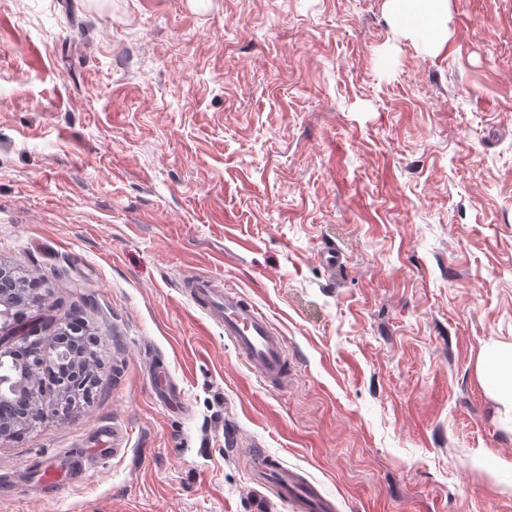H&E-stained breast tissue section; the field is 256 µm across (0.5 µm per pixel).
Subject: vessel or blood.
Returning <instances> with one entry per match:
<instances>
[{"instance_id":"obj_1","label":"vessel or blood","mask_w":512,"mask_h":512,"mask_svg":"<svg viewBox=\"0 0 512 512\" xmlns=\"http://www.w3.org/2000/svg\"><path fill=\"white\" fill-rule=\"evenodd\" d=\"M185 291L210 321L223 328L225 339L232 343L237 353L259 369L266 380H287L285 340L254 301L237 290L222 286L210 275L189 278ZM249 470L254 486L275 490L280 499L292 501L297 512H335V503L280 457L252 447Z\"/></svg>"}]
</instances>
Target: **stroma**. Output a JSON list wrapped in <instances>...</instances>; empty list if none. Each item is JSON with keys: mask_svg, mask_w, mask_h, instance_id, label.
Returning <instances> with one entry per match:
<instances>
[{"mask_svg": "<svg viewBox=\"0 0 512 512\" xmlns=\"http://www.w3.org/2000/svg\"><path fill=\"white\" fill-rule=\"evenodd\" d=\"M0 0V264L80 321L98 384L0 440V512H512V0ZM336 248L340 264L321 256ZM210 275L284 339L263 379L181 293ZM122 441L50 498L47 466ZM391 11L399 24L405 27L425 21L431 26L448 14L447 0H390ZM477 369L485 377L491 396L512 412V345L485 347L479 355ZM261 447L250 449V480L259 488L275 490L278 497L295 504L299 512H334L335 503L320 489L307 482L280 457L266 453Z\"/></svg>", "mask_w": 512, "mask_h": 512, "instance_id": "stroma-1", "label": "stroma"}]
</instances>
